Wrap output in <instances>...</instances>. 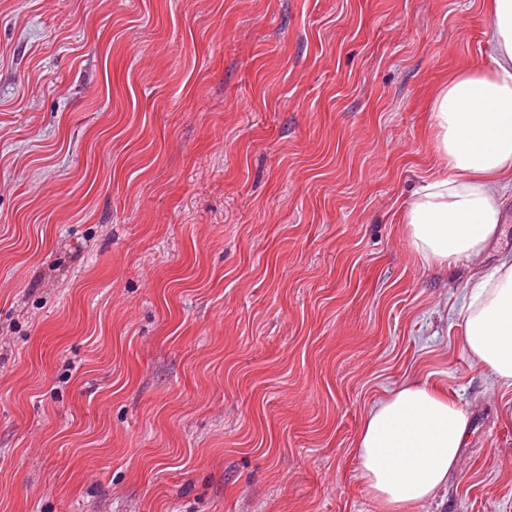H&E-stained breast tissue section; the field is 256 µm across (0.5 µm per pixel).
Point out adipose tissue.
<instances>
[{"label":"adipose tissue","instance_id":"1","mask_svg":"<svg viewBox=\"0 0 512 512\" xmlns=\"http://www.w3.org/2000/svg\"><path fill=\"white\" fill-rule=\"evenodd\" d=\"M483 9L482 63L451 74L429 102L437 171L397 214L428 264L480 255L512 191V0H483ZM459 314L468 357L512 386V254L477 274ZM468 428L447 393L420 379L400 384L367 409L355 436L361 486L380 512H416L456 469Z\"/></svg>","mask_w":512,"mask_h":512}]
</instances>
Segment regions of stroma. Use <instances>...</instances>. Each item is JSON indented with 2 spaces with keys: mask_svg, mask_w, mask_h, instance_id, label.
Segmentation results:
<instances>
[{
  "mask_svg": "<svg viewBox=\"0 0 512 512\" xmlns=\"http://www.w3.org/2000/svg\"><path fill=\"white\" fill-rule=\"evenodd\" d=\"M481 0H0V512H379L351 448L412 377L470 421L416 512H512L474 267L394 215Z\"/></svg>",
  "mask_w": 512,
  "mask_h": 512,
  "instance_id": "obj_1",
  "label": "stroma"
}]
</instances>
